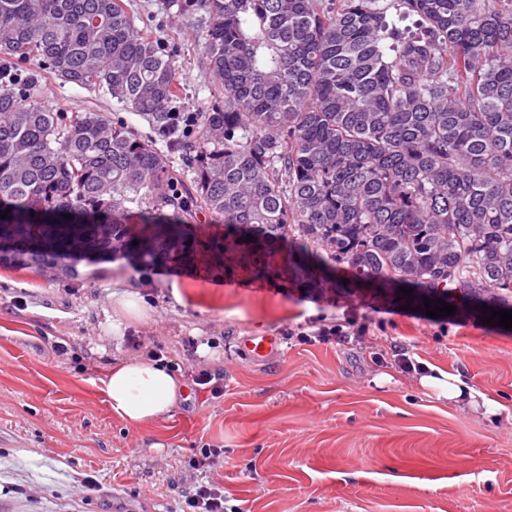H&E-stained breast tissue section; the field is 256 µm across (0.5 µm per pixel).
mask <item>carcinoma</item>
Listing matches in <instances>:
<instances>
[{
    "label": "carcinoma",
    "mask_w": 512,
    "mask_h": 512,
    "mask_svg": "<svg viewBox=\"0 0 512 512\" xmlns=\"http://www.w3.org/2000/svg\"><path fill=\"white\" fill-rule=\"evenodd\" d=\"M398 2L391 18L374 0H168L205 30L189 119L178 48L125 0H0V229L40 246L0 264L201 260L304 288L342 265L416 304L512 310V0ZM43 75L153 136L53 108ZM195 130L187 179L169 154ZM197 211L224 236H192Z\"/></svg>",
    "instance_id": "carcinoma-1"
}]
</instances>
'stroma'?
Segmentation results:
<instances>
[{
    "label": "stroma",
    "instance_id": "1",
    "mask_svg": "<svg viewBox=\"0 0 512 512\" xmlns=\"http://www.w3.org/2000/svg\"><path fill=\"white\" fill-rule=\"evenodd\" d=\"M205 31L183 39L179 78L201 110ZM68 112L93 110L148 133L146 118L96 91L44 80ZM138 294L148 319L112 327L113 293ZM364 344L291 345L286 329L349 311ZM274 335L254 357L250 336ZM209 353L200 354V345ZM460 373L498 404L485 417L422 389L372 345ZM157 350L186 394L154 426L113 416L102 380L113 358ZM205 368L222 394L191 383ZM224 451L208 476L243 512H512V330L464 310L433 318L360 287L214 276L174 264L148 272L120 259L73 276L0 265V512H178L199 448ZM94 479L97 490L83 488Z\"/></svg>",
    "mask_w": 512,
    "mask_h": 512
}]
</instances>
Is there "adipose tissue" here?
Masks as SVG:
<instances>
[{"label":"adipose tissue","mask_w":512,"mask_h":512,"mask_svg":"<svg viewBox=\"0 0 512 512\" xmlns=\"http://www.w3.org/2000/svg\"><path fill=\"white\" fill-rule=\"evenodd\" d=\"M421 388L438 399L486 416L499 406L470 385L461 375L429 367L419 376ZM106 401L115 417L131 428H142L163 419L185 392L180 376L155 358L141 355L119 361L108 368L104 379Z\"/></svg>","instance_id":"obj_1"}]
</instances>
